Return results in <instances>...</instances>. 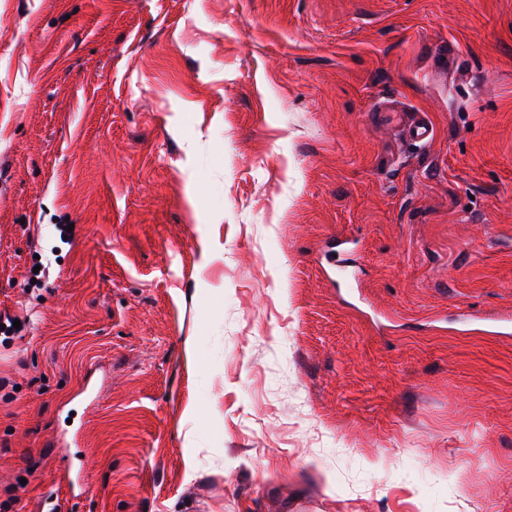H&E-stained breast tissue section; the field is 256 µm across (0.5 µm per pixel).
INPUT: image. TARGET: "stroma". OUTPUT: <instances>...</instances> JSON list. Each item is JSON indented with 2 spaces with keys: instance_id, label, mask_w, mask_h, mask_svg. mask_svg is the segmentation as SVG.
Here are the masks:
<instances>
[{
  "instance_id": "obj_1",
  "label": "stroma",
  "mask_w": 512,
  "mask_h": 512,
  "mask_svg": "<svg viewBox=\"0 0 512 512\" xmlns=\"http://www.w3.org/2000/svg\"><path fill=\"white\" fill-rule=\"evenodd\" d=\"M0 312L13 512H512V0H0Z\"/></svg>"
}]
</instances>
